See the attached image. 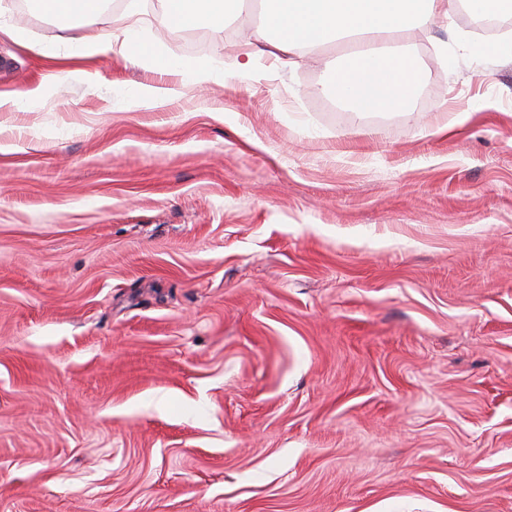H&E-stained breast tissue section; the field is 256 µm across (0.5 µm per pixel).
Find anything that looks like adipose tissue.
<instances>
[{"instance_id": "1", "label": "adipose tissue", "mask_w": 512, "mask_h": 512, "mask_svg": "<svg viewBox=\"0 0 512 512\" xmlns=\"http://www.w3.org/2000/svg\"><path fill=\"white\" fill-rule=\"evenodd\" d=\"M245 0H162L160 20L178 29L222 31L224 20L244 11ZM46 15L63 29H80L70 38L74 57H121L162 72L177 70L143 44L133 29L103 33L95 22L112 0H45ZM448 0H261L258 29L279 52L303 56L330 43L356 44L345 66L336 70L324 92L349 111H404L417 93L415 61L400 53L408 34L447 16Z\"/></svg>"}]
</instances>
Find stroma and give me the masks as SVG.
<instances>
[{
	"label": "stroma",
	"instance_id": "35a3bbf8",
	"mask_svg": "<svg viewBox=\"0 0 512 512\" xmlns=\"http://www.w3.org/2000/svg\"><path fill=\"white\" fill-rule=\"evenodd\" d=\"M160 12L98 27L204 89L11 4L0 92L47 94L0 109V512H512V60L451 9L358 117L336 46L243 80L251 15Z\"/></svg>",
	"mask_w": 512,
	"mask_h": 512
}]
</instances>
